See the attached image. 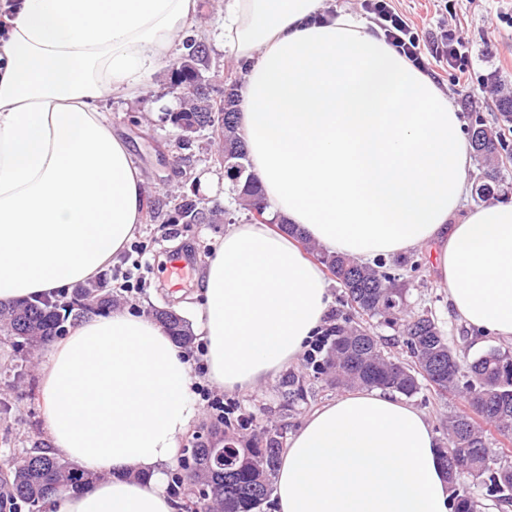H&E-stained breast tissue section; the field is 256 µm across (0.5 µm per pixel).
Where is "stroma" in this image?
<instances>
[{
    "mask_svg": "<svg viewBox=\"0 0 512 512\" xmlns=\"http://www.w3.org/2000/svg\"><path fill=\"white\" fill-rule=\"evenodd\" d=\"M393 5L420 36L425 73L460 112H478L487 122H494L498 98L494 86L512 88V0H393ZM186 29L206 48V74L214 90L222 89L226 75H242V61L224 44V0H200L199 11L187 21ZM445 30L464 39L469 48V69L455 81L435 59ZM170 71V65H163L146 79L135 99L113 101L105 107L113 133L126 140L142 172L144 203L153 206L157 217L141 220L138 227L135 240L143 246V253L124 250L104 276L114 288L122 285L125 278L135 280L134 290L121 295L123 308L131 312L146 314L155 308L170 307L187 317L205 258L228 226L207 220L197 224L176 220L172 211L174 198L188 196L198 207L230 212L236 221L243 213L234 200L233 181L215 158L218 131L211 127L200 130L192 134L188 146L179 145L178 132L166 118L177 107L170 88ZM175 245L190 256L187 273L180 280L171 278L160 265L161 258L167 257ZM412 256L421 268L404 281L409 301L414 309L432 310L461 359H472L491 347L512 351V342L476 337L459 321L437 285L435 260L430 252L420 249ZM39 364V358L21 356L11 344L0 343V473L6 471L11 458L23 456L45 434L36 397ZM287 377L302 386L303 398L289 400L283 386ZM340 393V388L330 385L325 376L306 362H298L288 368L285 376L255 389L224 393L225 402L238 403L242 412L253 418L248 428L229 427L224 440L232 443L264 433L288 442L316 407ZM410 402L426 414L438 436L443 433L448 414L464 407L461 396L431 389L421 390Z\"/></svg>",
    "mask_w": 512,
    "mask_h": 512,
    "instance_id": "stroma-1",
    "label": "stroma"
}]
</instances>
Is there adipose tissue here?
I'll return each instance as SVG.
<instances>
[{
  "label": "adipose tissue",
  "mask_w": 512,
  "mask_h": 512,
  "mask_svg": "<svg viewBox=\"0 0 512 512\" xmlns=\"http://www.w3.org/2000/svg\"><path fill=\"white\" fill-rule=\"evenodd\" d=\"M199 0H16L0 35V301L96 279L135 237L142 178L95 103L129 99L178 50ZM246 63L238 132L266 221L212 247L200 358L155 319L78 322L39 366L48 454L100 474L47 512H176L167 470L200 417L194 363L227 391L296 364L331 296L285 225L363 262L431 248L467 327L512 341V202L458 217L466 121L422 70L323 0H226ZM277 512H449L427 417L378 388L317 409L274 477Z\"/></svg>",
  "instance_id": "adipose-tissue-1"
}]
</instances>
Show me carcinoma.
Listing matches in <instances>:
<instances>
[{
	"label": "carcinoma",
	"mask_w": 512,
	"mask_h": 512,
	"mask_svg": "<svg viewBox=\"0 0 512 512\" xmlns=\"http://www.w3.org/2000/svg\"><path fill=\"white\" fill-rule=\"evenodd\" d=\"M205 64V48L193 44L190 51L173 65L170 86L173 93L191 99L190 105L168 113L176 128L196 125L201 129L220 126L224 165L238 184L239 206L254 214L266 209L262 188L253 176L243 177L247 160L245 144L237 132V80H225L227 112L211 111L212 92L206 80L197 81ZM512 95L498 99L497 125L491 127L477 115L468 127L471 152L480 176L474 196L483 200L494 195L505 182V161H512ZM174 211L188 224L202 218L193 201L175 200ZM306 251L333 277L340 288L347 313L334 328V340L320 371L330 375L342 387L382 388L412 397L428 387L451 392L460 378H467L465 403L470 413L448 417L446 443L440 447L441 459L450 484L467 474L483 480L486 494L499 503H512V460L489 446L483 429L475 418L493 424L504 437L512 436V353L490 348L471 361L460 359L429 309H408L406 289L401 280L418 271L420 263L405 257L389 265L379 259L374 265L363 264L339 253L318 248L302 239ZM119 300L104 283H86L70 291L43 297L37 301L0 304V336L29 353L67 331V323L106 313L118 307ZM151 315L161 323L174 341L189 346L194 338L188 321L177 311L154 309ZM377 319L396 327L406 336L408 359L391 356L371 334L364 319ZM280 441L269 436L265 446L226 448V468L215 463L216 449L210 442H200L192 449V463L185 467L193 483L207 489L205 512H261L272 493L271 477L276 467ZM98 476L81 467L49 456L35 445L34 450L16 461L7 478L0 480V507L14 505L18 499L29 512H40L45 500L64 488L75 491L90 487ZM454 512H480L478 500L453 493Z\"/></svg>",
	"instance_id": "obj_1"
}]
</instances>
